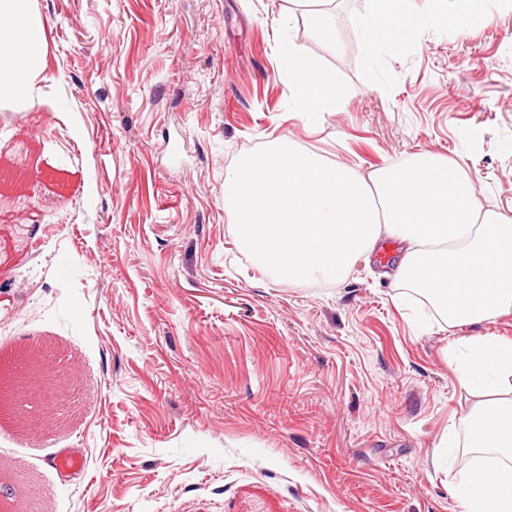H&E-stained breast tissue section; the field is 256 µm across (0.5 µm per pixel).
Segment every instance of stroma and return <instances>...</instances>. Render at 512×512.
<instances>
[{
    "mask_svg": "<svg viewBox=\"0 0 512 512\" xmlns=\"http://www.w3.org/2000/svg\"><path fill=\"white\" fill-rule=\"evenodd\" d=\"M451 3L392 55L366 0H336L332 46L289 0H34L41 91L0 108V152L44 177L0 199L23 220L0 387L40 344L75 397L35 430L0 411V512H464L457 343L512 338V314L415 328L379 276L391 241L339 284L274 279L224 207L237 156L290 140L365 174L445 156L512 209V0L464 26ZM284 39L341 111H293ZM65 449L86 475L49 465Z\"/></svg>",
    "mask_w": 512,
    "mask_h": 512,
    "instance_id": "35a3bbf8",
    "label": "stroma"
}]
</instances>
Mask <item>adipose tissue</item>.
I'll list each match as a JSON object with an SVG mask.
<instances>
[{
  "label": "adipose tissue",
  "mask_w": 512,
  "mask_h": 512,
  "mask_svg": "<svg viewBox=\"0 0 512 512\" xmlns=\"http://www.w3.org/2000/svg\"><path fill=\"white\" fill-rule=\"evenodd\" d=\"M423 18L370 0L360 19L369 45L396 52ZM42 24L29 0H0V99L27 95L44 64ZM299 112H332L333 76L292 42L279 46ZM235 236L277 278L344 281L386 239L397 304L429 305L442 326L481 324L512 312V216L481 199L456 162L424 153L363 174L295 143L241 154L224 179ZM480 402L466 415L478 463L455 492L465 512H512V338L470 339L457 367Z\"/></svg>",
  "instance_id": "obj_1"
}]
</instances>
